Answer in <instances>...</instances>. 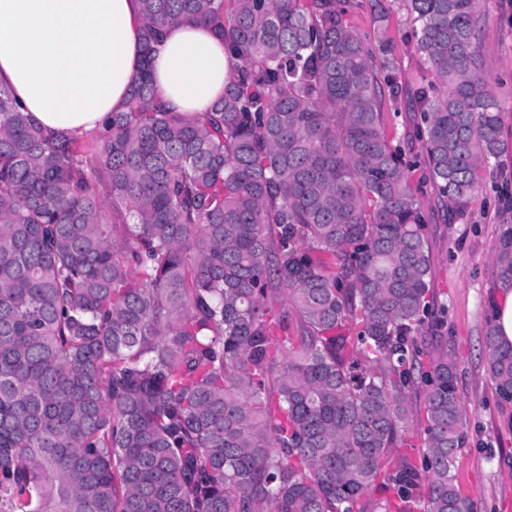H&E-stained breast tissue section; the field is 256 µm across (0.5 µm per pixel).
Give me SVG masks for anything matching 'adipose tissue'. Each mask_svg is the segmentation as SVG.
<instances>
[{
	"label": "adipose tissue",
	"mask_w": 512,
	"mask_h": 512,
	"mask_svg": "<svg viewBox=\"0 0 512 512\" xmlns=\"http://www.w3.org/2000/svg\"><path fill=\"white\" fill-rule=\"evenodd\" d=\"M141 7V0H0V89L53 134L102 129L145 65L170 111H209L231 72L223 41L208 25L176 24L145 55Z\"/></svg>",
	"instance_id": "adipose-tissue-1"
}]
</instances>
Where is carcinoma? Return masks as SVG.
<instances>
[{"label":"carcinoma","mask_w":512,"mask_h":512,"mask_svg":"<svg viewBox=\"0 0 512 512\" xmlns=\"http://www.w3.org/2000/svg\"><path fill=\"white\" fill-rule=\"evenodd\" d=\"M478 0H410L435 82L414 89L430 178L463 208L498 162L502 112ZM353 0H142L146 52L207 24L233 61L196 118L147 69L94 165L0 90V494L10 512H475L457 365L433 313L398 102ZM496 277L512 281V226ZM486 371L512 402V346ZM424 417L410 423L414 394ZM417 431L423 467L391 460Z\"/></svg>","instance_id":"obj_1"}]
</instances>
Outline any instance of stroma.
I'll use <instances>...</instances> for the list:
<instances>
[{
    "label": "stroma",
    "mask_w": 512,
    "mask_h": 512,
    "mask_svg": "<svg viewBox=\"0 0 512 512\" xmlns=\"http://www.w3.org/2000/svg\"><path fill=\"white\" fill-rule=\"evenodd\" d=\"M350 22L366 38L385 31L393 47L392 73L413 89L433 75L416 49L408 0H359ZM478 54L483 74L504 116L503 151L495 167L480 170L468 204L460 210L437 200L419 140L414 102H384L383 124L392 144L413 161L425 234L432 257L433 287L444 309V331L458 366V387L467 416V439L453 472L476 512H512V403L498 402L484 363L491 328L488 295L496 285L493 260L504 225H512V0H480Z\"/></svg>",
    "instance_id": "1"
}]
</instances>
